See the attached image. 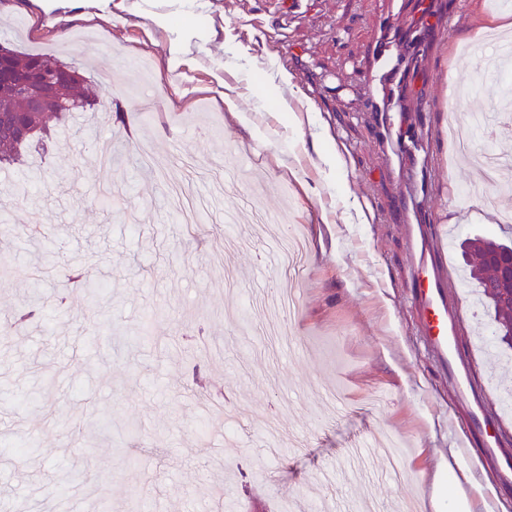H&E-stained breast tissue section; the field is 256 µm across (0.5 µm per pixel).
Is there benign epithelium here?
<instances>
[{
  "mask_svg": "<svg viewBox=\"0 0 512 512\" xmlns=\"http://www.w3.org/2000/svg\"><path fill=\"white\" fill-rule=\"evenodd\" d=\"M12 50L0 45V137L23 138L29 118L64 105L70 87L80 75L74 69L57 65L28 74L9 66Z\"/></svg>",
  "mask_w": 512,
  "mask_h": 512,
  "instance_id": "obj_1",
  "label": "benign epithelium"
}]
</instances>
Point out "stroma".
<instances>
[{
	"mask_svg": "<svg viewBox=\"0 0 512 512\" xmlns=\"http://www.w3.org/2000/svg\"><path fill=\"white\" fill-rule=\"evenodd\" d=\"M112 0L108 19L71 10L42 14L38 0H0V39L84 70L91 111L74 113L28 171L0 169V211L12 217L0 253L38 283L0 278V512H354L371 496L386 512H512V489L494 503L458 478L468 432L448 416L451 396L415 344L406 289L410 263L399 202L416 194L427 224L459 238L501 235L499 213L467 187L499 193L462 164L449 129L498 108L505 87L477 62L496 11L485 0ZM404 124L423 149L395 158L377 141L380 118ZM119 143L147 146L164 180L141 181L95 157ZM243 172L287 183L271 194L265 228L239 215L228 226L197 206L192 224L172 217L167 182L196 199L214 191L234 205ZM291 215L307 244L296 282L261 264L262 247ZM369 208L361 223L358 207ZM38 228L50 255L26 238ZM468 312L460 341L493 404L512 365L486 342L490 317L458 282ZM81 265L101 286L97 312L72 302L53 327L12 316L39 292L54 309L65 269ZM295 285L299 307L269 346L279 295ZM203 378L205 389L195 380ZM235 411L234 433L219 413ZM383 431L407 445L409 480L359 484L342 464L352 446ZM96 467L85 470L86 455ZM61 469L84 470L79 484Z\"/></svg>",
	"mask_w": 512,
	"mask_h": 512,
	"instance_id": "35a3bbf8",
	"label": "stroma"
}]
</instances>
